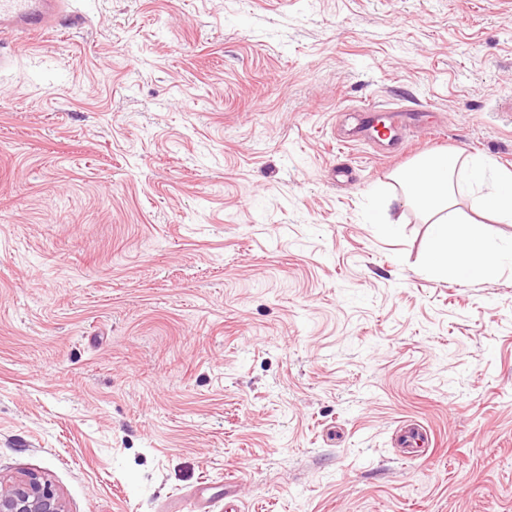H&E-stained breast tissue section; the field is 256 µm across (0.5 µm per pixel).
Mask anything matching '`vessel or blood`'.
Here are the masks:
<instances>
[{
	"label": "vessel or blood",
	"instance_id": "vessel-or-blood-1",
	"mask_svg": "<svg viewBox=\"0 0 512 512\" xmlns=\"http://www.w3.org/2000/svg\"><path fill=\"white\" fill-rule=\"evenodd\" d=\"M68 0H0V33L14 32L19 39L39 34L59 25ZM351 126L343 144L374 145L378 154L392 158L410 145L409 131L419 128L421 114L406 108H387L369 102L350 109Z\"/></svg>",
	"mask_w": 512,
	"mask_h": 512
}]
</instances>
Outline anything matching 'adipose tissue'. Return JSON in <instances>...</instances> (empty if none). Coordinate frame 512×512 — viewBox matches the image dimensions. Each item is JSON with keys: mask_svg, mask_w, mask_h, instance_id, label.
<instances>
[{"mask_svg": "<svg viewBox=\"0 0 512 512\" xmlns=\"http://www.w3.org/2000/svg\"><path fill=\"white\" fill-rule=\"evenodd\" d=\"M398 181L402 205L419 210L430 228L429 274L474 279L512 269V242L479 227L483 217L512 224V171L451 150L422 157Z\"/></svg>", "mask_w": 512, "mask_h": 512, "instance_id": "adipose-tissue-1", "label": "adipose tissue"}]
</instances>
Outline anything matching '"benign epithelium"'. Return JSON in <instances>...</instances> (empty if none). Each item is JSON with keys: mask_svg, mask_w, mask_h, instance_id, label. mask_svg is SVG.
Listing matches in <instances>:
<instances>
[{"mask_svg": "<svg viewBox=\"0 0 512 512\" xmlns=\"http://www.w3.org/2000/svg\"><path fill=\"white\" fill-rule=\"evenodd\" d=\"M0 512H65L52 484L36 473H22L0 482Z\"/></svg>", "mask_w": 512, "mask_h": 512, "instance_id": "benign-epithelium-1", "label": "benign epithelium"}]
</instances>
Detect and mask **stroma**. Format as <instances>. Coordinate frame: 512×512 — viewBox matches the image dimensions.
Segmentation results:
<instances>
[{"label":"stroma","mask_w":512,"mask_h":512,"mask_svg":"<svg viewBox=\"0 0 512 512\" xmlns=\"http://www.w3.org/2000/svg\"><path fill=\"white\" fill-rule=\"evenodd\" d=\"M68 12L0 36V477L66 512H222L228 484L240 512H512V271L429 275L393 179L512 170V0ZM366 102L438 130L338 143Z\"/></svg>","instance_id":"35a3bbf8"}]
</instances>
